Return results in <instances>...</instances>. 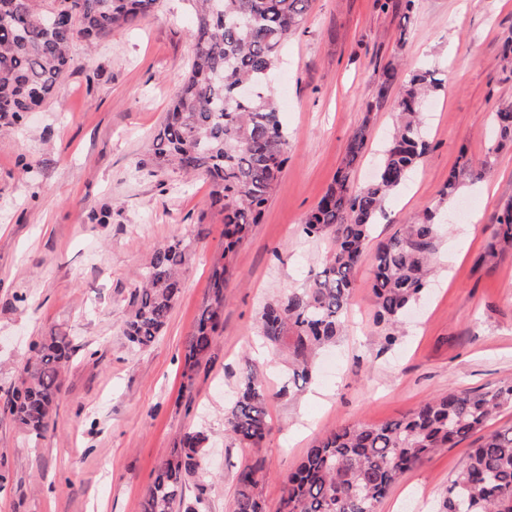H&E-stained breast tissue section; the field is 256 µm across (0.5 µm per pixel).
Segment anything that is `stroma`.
<instances>
[{
  "instance_id": "1",
  "label": "stroma",
  "mask_w": 512,
  "mask_h": 512,
  "mask_svg": "<svg viewBox=\"0 0 512 512\" xmlns=\"http://www.w3.org/2000/svg\"><path fill=\"white\" fill-rule=\"evenodd\" d=\"M192 27L190 0H162L153 18L114 28L94 49L76 42L62 93L0 127V405L33 341L55 330L74 345L44 437L0 414V460L10 473L0 512H141L157 468L193 428L209 440L186 497L203 495L204 512H232L239 469L261 459L260 493L275 512L283 476L336 428L383 423L448 391L512 379V245L495 234L512 202V143L499 144L492 121L512 106V64L502 58L512 0H415L410 11L404 0H311L272 85L290 159L231 257L223 328L189 386L185 353L209 300L222 220L208 207L206 180L153 172L150 152L188 72ZM391 63L405 73L437 68L444 87L425 107L432 149L373 235L441 208L435 276L389 345L374 323L373 257L364 255L344 336L288 395L283 362L255 333L258 313L317 268L324 248L300 226L365 121L371 138L352 177L372 179L395 123L393 98L376 93ZM453 170L461 187L443 207ZM174 238L189 246L181 294L154 345L130 349L123 327L133 278ZM249 359L266 376L273 427L256 448L224 435V408ZM473 445L420 461L378 512H435Z\"/></svg>"
}]
</instances>
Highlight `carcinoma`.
<instances>
[{"label": "carcinoma", "instance_id": "obj_1", "mask_svg": "<svg viewBox=\"0 0 512 512\" xmlns=\"http://www.w3.org/2000/svg\"><path fill=\"white\" fill-rule=\"evenodd\" d=\"M193 59L152 145L157 170L173 168L200 176L211 187L210 206L223 216V249L211 269L210 302L189 341L183 377L191 382L208 362L222 328L226 259L259 222L263 207L289 161L288 132L279 120L268 79L284 42L304 23L311 0H192ZM160 0H0V125H17L57 96L71 68L72 44H88L112 29L153 17ZM442 85L422 67L399 80L387 66L376 89L396 92L397 121L376 178L356 185L351 174L370 136L363 122L350 136L333 183L306 215L302 232L328 239L319 269L303 287L270 299L257 321V335L285 356L288 380L310 378L317 352L337 342L364 252L389 199L410 179L431 150L421 111ZM497 133L512 142V108L495 114ZM442 224L427 211L374 248L371 290L376 324L385 342L397 340L400 318L428 286ZM496 235L512 245V204L498 218ZM187 262L182 241L154 249L141 282L129 294L124 336L141 350L164 329L181 293ZM72 341L50 333L32 343L30 357L3 412L36 438L48 430L59 401L60 368ZM263 373L247 363L234 402L224 414V434L256 446L271 433ZM512 407V381L487 390L451 391L415 410L377 425L337 428L307 450L284 478L276 512H376L401 476L438 448L454 447L482 431L501 409ZM208 436L189 430L161 464L141 512H200L203 497L186 505L184 476L196 471ZM261 462L238 473L233 512H267L259 492ZM439 512H512V426L490 431L470 449L449 480Z\"/></svg>", "mask_w": 512, "mask_h": 512}]
</instances>
